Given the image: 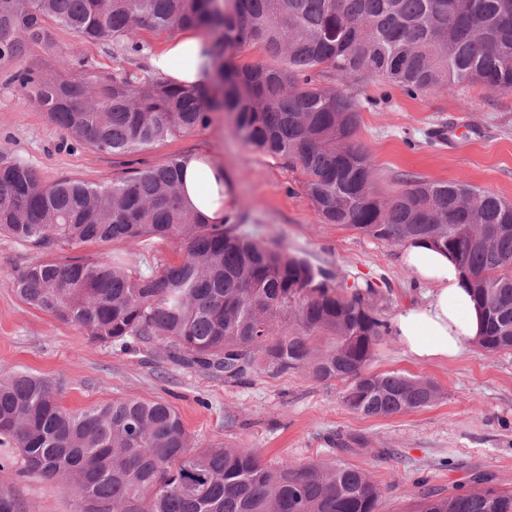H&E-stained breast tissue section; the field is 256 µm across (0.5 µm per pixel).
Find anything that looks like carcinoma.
Segmentation results:
<instances>
[{"mask_svg":"<svg viewBox=\"0 0 512 512\" xmlns=\"http://www.w3.org/2000/svg\"><path fill=\"white\" fill-rule=\"evenodd\" d=\"M78 42L110 41L139 56L144 29L208 35L202 85H174L139 67L90 76L78 48L54 51L51 26ZM257 45L265 59L239 64L227 48ZM55 59L43 61L40 54ZM0 60L74 145L125 154L188 135L214 112L232 116L252 151L287 160L326 224L403 244L426 239L454 254L485 314L478 346L512 350V204L461 182L414 177L389 198L373 190L357 142L361 101L317 73L380 77L415 96L479 83L512 90V0H0ZM187 156L95 184L43 183L24 161L0 152V236L42 250L11 286L28 306L84 330L93 342L165 357L240 383L253 374L303 371L348 383L345 406L366 416L433 405L430 380L371 374L389 333L372 310V283L345 295L307 260L213 224L186 203ZM503 233L473 244L478 226ZM181 240L183 257L148 272L107 253L72 257L62 245ZM0 437L23 452L26 473L64 483L81 512H382L367 471L334 463H261L251 448L198 449L169 405L114 399L68 410L48 378L0 375ZM472 488L424 489L408 512H512V489L473 475ZM0 512H23L0 490Z\"/></svg>","mask_w":512,"mask_h":512,"instance_id":"1","label":"carcinoma"}]
</instances>
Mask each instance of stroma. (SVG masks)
Returning <instances> with one entry per match:
<instances>
[{
	"label": "stroma",
	"mask_w": 512,
	"mask_h": 512,
	"mask_svg": "<svg viewBox=\"0 0 512 512\" xmlns=\"http://www.w3.org/2000/svg\"><path fill=\"white\" fill-rule=\"evenodd\" d=\"M53 37L57 49L78 46L91 71L128 64L113 54L111 43L80 44L58 27ZM19 67L0 60V151L28 163L43 182L99 183L204 151L232 177L224 211L241 230L278 242L329 272L338 286L376 282L372 303L385 320L405 305L425 302L430 287L402 266L401 245L323 223L304 191L303 173L284 159L249 150L227 114L213 113L210 125L137 153L75 149L44 112L5 84V73ZM352 89L364 104L357 138L369 155L378 196L401 190L402 176L410 174L465 182L512 202V91L471 84L410 96L378 77L361 78ZM442 126L452 129V137L434 139ZM182 250L180 241L152 239L136 245L85 243L70 253L123 254L147 271L177 261ZM40 257L35 248L0 236V373L23 369L50 378L66 408L81 410L118 397L165 402L179 413L197 447L254 448L271 465L332 459L337 439H355L362 449L348 461L372 474L385 512H405L419 487L445 491L475 472L512 489V351L490 355L470 346L454 360L417 363L394 336H386L369 372L426 378L442 395L425 409L363 416L343 404L338 381L319 382L298 371L227 383L162 356L148 364L138 354L92 342L77 326L29 307L13 292L11 274ZM382 448L391 449V456H379ZM10 455L13 467L0 470V487L10 489L26 512H80L66 485L19 474L21 452L14 447Z\"/></svg>",
	"instance_id": "obj_1"
}]
</instances>
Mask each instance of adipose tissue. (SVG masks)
<instances>
[{"instance_id": "1", "label": "adipose tissue", "mask_w": 512, "mask_h": 512, "mask_svg": "<svg viewBox=\"0 0 512 512\" xmlns=\"http://www.w3.org/2000/svg\"><path fill=\"white\" fill-rule=\"evenodd\" d=\"M202 44L197 32H180L153 54L151 68L181 84L201 82ZM231 184L223 167L204 154L193 157L184 169L188 204L216 224L224 220V203L230 197ZM401 262L417 281L430 285L432 292L426 303L407 305L395 315L393 336L405 354L418 362L459 356L466 345L482 336L485 318L470 295L468 280L457 259L417 239L403 246Z\"/></svg>"}]
</instances>
